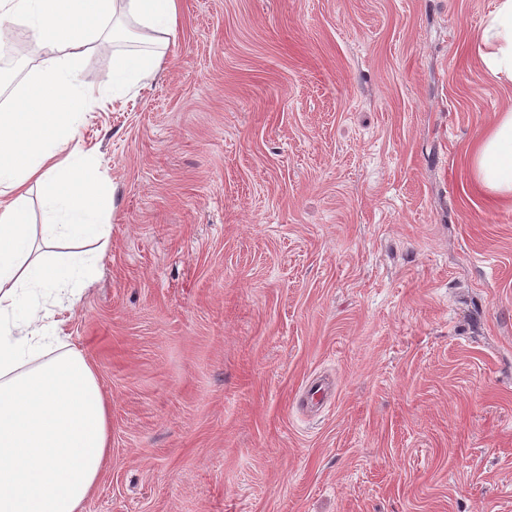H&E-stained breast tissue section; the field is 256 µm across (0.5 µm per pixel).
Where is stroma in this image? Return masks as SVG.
Here are the masks:
<instances>
[{
  "label": "stroma",
  "instance_id": "obj_1",
  "mask_svg": "<svg viewBox=\"0 0 512 512\" xmlns=\"http://www.w3.org/2000/svg\"><path fill=\"white\" fill-rule=\"evenodd\" d=\"M492 4L180 0L121 101L89 45L74 143L114 211L65 330L112 448L85 512H512V200L466 155L512 101ZM14 30L0 102L49 57ZM477 46L484 67L498 80L512 83V0H495Z\"/></svg>",
  "mask_w": 512,
  "mask_h": 512
}]
</instances>
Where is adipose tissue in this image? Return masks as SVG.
I'll return each mask as SVG.
<instances>
[{
  "label": "adipose tissue",
  "instance_id": "1",
  "mask_svg": "<svg viewBox=\"0 0 512 512\" xmlns=\"http://www.w3.org/2000/svg\"><path fill=\"white\" fill-rule=\"evenodd\" d=\"M116 16L172 36L178 0H0V40L19 22L36 43L64 50L0 103V512H85L111 449L110 399L65 324L97 279L112 229L110 187L72 141L87 103V47ZM477 52L512 83V0H495ZM162 56L155 44L118 56L113 100ZM467 159L477 188L512 198V107Z\"/></svg>",
  "mask_w": 512,
  "mask_h": 512
}]
</instances>
